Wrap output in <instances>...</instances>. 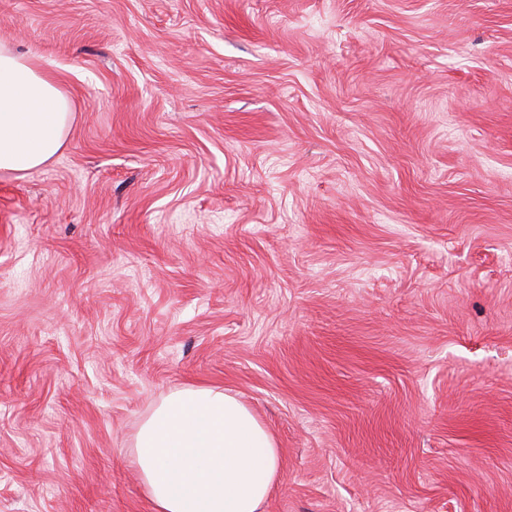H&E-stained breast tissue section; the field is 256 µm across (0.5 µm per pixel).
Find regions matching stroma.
<instances>
[{"mask_svg":"<svg viewBox=\"0 0 512 512\" xmlns=\"http://www.w3.org/2000/svg\"><path fill=\"white\" fill-rule=\"evenodd\" d=\"M70 103L0 173V512H153L217 387L262 512H512V0H0ZM134 446L154 512H261L279 472L272 435L218 388L165 396L141 424Z\"/></svg>","mask_w":512,"mask_h":512,"instance_id":"1","label":"stroma"}]
</instances>
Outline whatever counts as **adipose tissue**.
I'll list each match as a JSON object with an SVG mask.
<instances>
[{
	"mask_svg": "<svg viewBox=\"0 0 512 512\" xmlns=\"http://www.w3.org/2000/svg\"><path fill=\"white\" fill-rule=\"evenodd\" d=\"M69 123V101L54 80L0 47V173L45 165ZM135 448L155 512H261L279 472L272 435L218 388L165 396L141 424Z\"/></svg>",
	"mask_w": 512,
	"mask_h": 512,
	"instance_id": "1",
	"label": "adipose tissue"
}]
</instances>
